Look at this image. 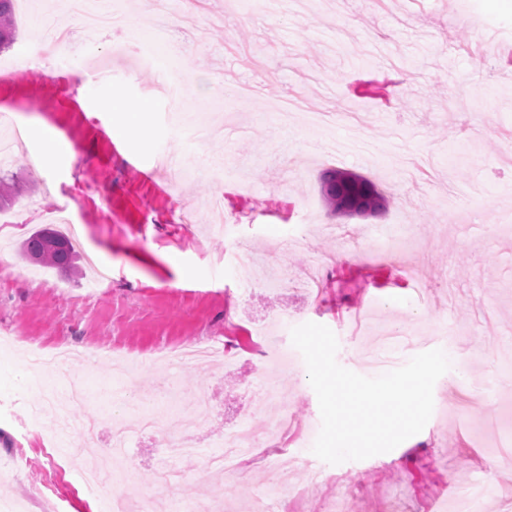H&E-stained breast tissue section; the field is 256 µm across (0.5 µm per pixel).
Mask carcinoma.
<instances>
[{
    "instance_id": "obj_1",
    "label": "carcinoma",
    "mask_w": 512,
    "mask_h": 512,
    "mask_svg": "<svg viewBox=\"0 0 512 512\" xmlns=\"http://www.w3.org/2000/svg\"><path fill=\"white\" fill-rule=\"evenodd\" d=\"M17 40L13 0H0V51L12 47ZM320 191L325 202L336 212L350 216L375 214L387 208L388 201L375 184L360 175L340 169H326L319 176ZM20 257L34 265L56 268L78 275L74 251L65 234L51 227L32 233L20 247Z\"/></svg>"
}]
</instances>
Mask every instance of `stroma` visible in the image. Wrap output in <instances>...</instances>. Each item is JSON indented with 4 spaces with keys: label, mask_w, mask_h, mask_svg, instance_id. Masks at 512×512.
Returning a JSON list of instances; mask_svg holds the SVG:
<instances>
[{
    "label": "stroma",
    "mask_w": 512,
    "mask_h": 512,
    "mask_svg": "<svg viewBox=\"0 0 512 512\" xmlns=\"http://www.w3.org/2000/svg\"><path fill=\"white\" fill-rule=\"evenodd\" d=\"M131 32L82 28L70 0H15L18 40L0 60L26 72L0 79V122L25 130L4 171L14 202L0 223V462L23 472L0 485L22 512H109L107 495L77 490L73 475L100 469L112 425L94 441L71 428L57 455L62 473L39 465L59 431L37 412L38 382L23 367L28 347L70 350L87 388L79 421L101 413L128 420L162 411V426L128 443L127 483L167 512H255L266 472L207 467L220 431L241 427L280 393L304 436L272 465L294 461L307 512L338 496L342 512H448L456 490L486 476L477 512H505L512 497V386L495 370L489 342H512V11L490 0H198L175 6L158 28L138 0H114ZM74 34L60 58L37 56L42 11ZM162 33L181 52L168 71L137 61L125 42ZM98 91L145 105L149 133L112 136L113 116L86 111L72 74ZM258 93L250 104L237 86ZM208 119L224 135L194 138ZM56 134L46 152L39 130ZM189 174H166L170 156ZM340 168L374 182L388 200L376 216L335 214L318 177ZM90 187L92 199L78 196ZM60 211L56 227L79 233L81 276L39 270L20 243ZM268 264L243 282L236 244ZM352 253L351 261L341 253ZM289 284H280L278 269ZM326 325L340 365L385 373L364 356L382 333L407 331L418 350L453 349L470 376L460 395L448 377L411 442L360 461L316 457L318 400L293 327ZM447 324L451 339L426 338ZM240 350L199 370L177 358L185 345ZM415 350V351H418ZM415 351L402 350L400 363ZM213 414L196 433L199 454L176 457L165 435L183 432L196 395Z\"/></svg>",
    "instance_id": "1"
}]
</instances>
